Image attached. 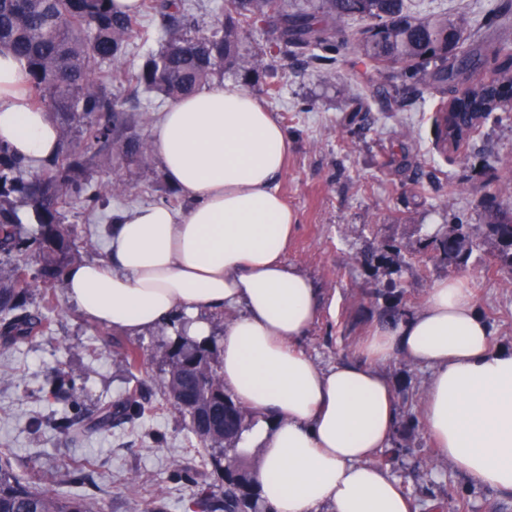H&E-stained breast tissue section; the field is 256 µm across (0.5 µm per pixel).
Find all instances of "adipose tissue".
<instances>
[{
	"instance_id": "adipose-tissue-1",
	"label": "adipose tissue",
	"mask_w": 512,
	"mask_h": 512,
	"mask_svg": "<svg viewBox=\"0 0 512 512\" xmlns=\"http://www.w3.org/2000/svg\"><path fill=\"white\" fill-rule=\"evenodd\" d=\"M25 85L1 53L0 140L35 168L58 134ZM153 148L189 208L116 213L104 257L65 270L66 296L86 321L132 335L182 313L199 342L211 313L242 308L218 339L224 388L256 415L239 448L259 451L273 512H413L403 484L373 462L395 432L399 400L382 367L398 357L429 372L421 418L438 456L476 485L512 490V352L494 344L470 289L436 282L417 311L318 366L298 341L324 297L285 260L297 224L275 185L283 127L244 90L215 84L163 112Z\"/></svg>"
}]
</instances>
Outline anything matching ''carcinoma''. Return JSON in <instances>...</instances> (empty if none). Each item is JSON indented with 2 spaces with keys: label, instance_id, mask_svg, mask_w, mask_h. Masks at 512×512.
I'll return each mask as SVG.
<instances>
[{
  "label": "carcinoma",
  "instance_id": "carcinoma-1",
  "mask_svg": "<svg viewBox=\"0 0 512 512\" xmlns=\"http://www.w3.org/2000/svg\"><path fill=\"white\" fill-rule=\"evenodd\" d=\"M113 0H0V52L8 51L24 66L30 103L46 113L59 131L60 147L42 161L39 171L25 179V161L0 142V254L32 256L37 266L13 262L0 272V335L5 342L28 338L47 327L39 309L28 308L35 289L48 293L69 265L80 259L73 248L65 210L77 205L103 211L112 194L93 186L88 171L95 162L116 154L135 158L147 166L151 144L138 132L135 108L126 107L123 90L133 88L169 100L192 94L214 78L232 70L245 80L263 74L266 94L280 95L278 69H286L298 55L309 65L336 63V56L351 50L372 63L379 78L394 76L403 85H428L441 94L437 112H467L469 107L448 108L449 91L467 94L495 110L502 92L512 90V43L501 40L490 52L454 50L464 43L465 24L454 19L421 20L405 0H319L312 10L293 0H229L224 18L207 33L199 26L187 0H142L133 11H117ZM146 14L163 20L159 49L137 67L120 66L129 40L143 26ZM353 17L376 23L357 31L351 43L336 44L329 31ZM272 22L279 31L278 54L273 63L264 52L243 48L242 28ZM480 118H463L441 130L443 144L460 143ZM87 147H69L74 140ZM31 206L37 233L28 236L17 216L20 205ZM512 215L490 213L484 238L494 247L493 256L503 281L512 284V249L502 246L503 225ZM480 248L469 224L454 223L425 239L428 260L451 270L466 269ZM393 245L370 247L360 253L365 266L388 261ZM164 394L171 406L190 417V430L198 434L202 421L224 410V432H209L211 462L224 471V493L207 488L197 506L203 512H271L258 491L255 472L249 468L238 443L252 412L224 390L218 344L197 342L178 335L170 341ZM148 406L137 391L115 403L103 404L93 415H62L54 430L76 435L85 429L109 430L114 419L145 414ZM0 512H94L83 498L67 497L46 486H33L0 458Z\"/></svg>",
  "mask_w": 512,
  "mask_h": 512
}]
</instances>
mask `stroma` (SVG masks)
Masks as SVG:
<instances>
[{
	"mask_svg": "<svg viewBox=\"0 0 512 512\" xmlns=\"http://www.w3.org/2000/svg\"><path fill=\"white\" fill-rule=\"evenodd\" d=\"M422 17H464L470 44L503 38L487 14L504 0H408ZM224 84L255 96L288 134L286 168L276 186L297 217V232L286 260L325 295L323 314L302 340L313 360L327 366L354 353L379 322L385 287L395 282L399 306L414 311L428 288L449 271L423 262L421 246L439 225L456 221L486 224L484 199L492 193L512 208V118L489 122L466 145L443 154L436 144L435 90L410 86L400 111H391L382 80L356 54L317 69L303 63L283 74L282 92L268 98L263 78L242 80L225 72ZM98 184L123 183V196L104 212L81 208L67 214L71 239L84 259L103 257L113 216L139 205L185 199L159 161L143 166L113 158L92 171ZM399 247L391 263L361 265L366 245ZM491 245L475 252L458 280L474 294L476 310L494 342L512 352V285L493 268ZM47 316L50 328L14 344L0 342V453L18 474L65 496L93 498L96 512H191L197 483L220 489L224 481L209 463L210 450L195 438L189 420L167 405L161 383L167 368L171 325L131 335L86 321L64 288H57ZM139 350L127 365L126 347ZM395 388L401 412L423 394L429 372L402 359L383 368ZM141 388L154 407L142 418L117 421L111 430L64 436L51 422L76 409L92 410ZM407 445L421 449L418 467L402 463L391 473L410 497L447 503V512H512V492L474 485L452 463L433 452L424 427L407 428ZM198 471L197 483L183 480Z\"/></svg>",
	"mask_w": 512,
	"mask_h": 512,
	"instance_id": "35a3bbf8",
	"label": "stroma"
}]
</instances>
